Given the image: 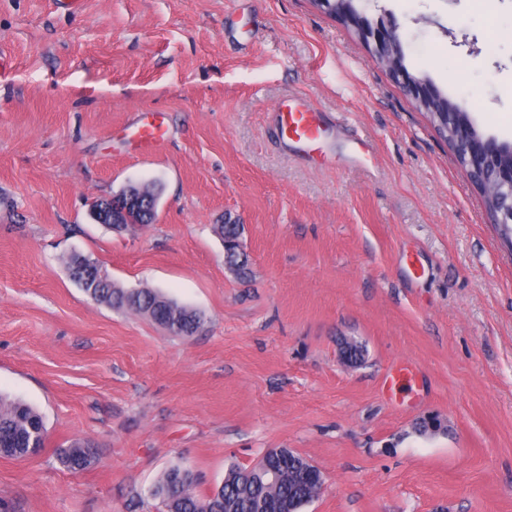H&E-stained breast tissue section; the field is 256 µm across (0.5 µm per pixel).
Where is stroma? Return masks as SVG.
<instances>
[{"label":"stroma","mask_w":512,"mask_h":512,"mask_svg":"<svg viewBox=\"0 0 512 512\" xmlns=\"http://www.w3.org/2000/svg\"><path fill=\"white\" fill-rule=\"evenodd\" d=\"M397 25L410 71L512 143V0H357ZM0 392L43 416L0 458L11 512H159L174 464L199 493L272 448L324 478L302 512H512V245L427 114L316 0H0ZM298 94L325 159L278 137ZM160 116L155 153L124 130ZM369 142L355 154L357 141ZM156 183L155 223L93 201ZM243 227L252 276L215 225ZM201 312L192 339L97 304L62 258ZM367 347L356 368L338 341ZM415 365L401 400L388 369ZM437 415L440 431L414 425ZM92 441L73 472L59 448ZM215 233L224 243V264L237 278L246 280L251 275L248 255L243 249L241 236L242 225L231 223L218 224L214 227Z\"/></svg>","instance_id":"obj_1"}]
</instances>
